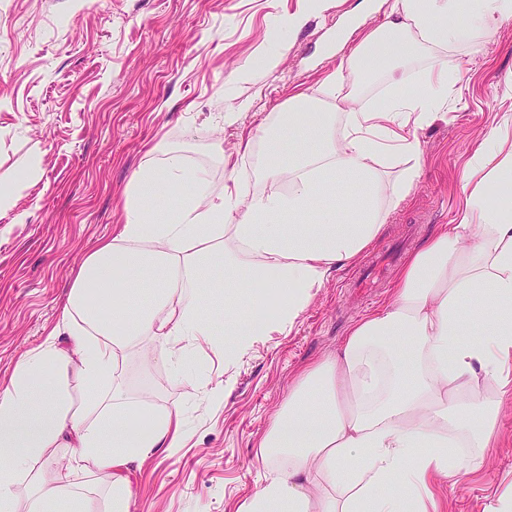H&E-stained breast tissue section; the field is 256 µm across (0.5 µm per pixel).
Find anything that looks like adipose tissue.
<instances>
[{"mask_svg": "<svg viewBox=\"0 0 512 512\" xmlns=\"http://www.w3.org/2000/svg\"><path fill=\"white\" fill-rule=\"evenodd\" d=\"M512 22V0H393L319 87L333 98L268 115L213 187L168 143L162 165L136 171L120 224L72 276L62 319L0 382V512H95L51 485L43 465L112 480V512H137L123 475L187 442L181 405L129 397L132 353L192 379L209 348L233 361L273 331H292L333 271L356 262L422 173L417 132L454 109L463 89L431 65L401 96L336 100L362 72L398 84L421 48L466 42ZM321 150L306 155L304 136ZM271 190L245 193L243 162ZM395 170L384 183L385 170ZM287 181V192L273 185ZM355 184L339 213L313 204ZM463 202L411 252L387 304L356 321L336 353L303 366L256 442L260 482L236 512H443L435 489L484 468L503 403L512 401V114L474 149ZM167 203L160 220L145 206ZM223 311L206 298L222 284Z\"/></svg>", "mask_w": 512, "mask_h": 512, "instance_id": "obj_1", "label": "adipose tissue"}]
</instances>
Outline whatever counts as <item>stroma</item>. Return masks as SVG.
I'll return each instance as SVG.
<instances>
[{"instance_id":"35a3bbf8","label":"stroma","mask_w":512,"mask_h":512,"mask_svg":"<svg viewBox=\"0 0 512 512\" xmlns=\"http://www.w3.org/2000/svg\"><path fill=\"white\" fill-rule=\"evenodd\" d=\"M309 0H0V185L18 183L25 223L0 214V380L16 357L40 344L61 318L59 301L87 248L110 235L125 188L140 165L159 163L160 141L179 149L215 187L225 171L211 152L235 153L241 131L258 134L289 98L318 84L372 31L392 0H334L290 34L280 19ZM282 50L277 69L251 82L234 73L264 53ZM457 75L463 100L419 131L423 172L410 197L371 247L385 252L406 231L423 240L447 224L462 195L461 174L473 149L498 121L512 82V22L473 41L406 66L407 80L430 61ZM248 103L242 129L222 114ZM38 177L21 181L33 158ZM399 271H378L359 287L356 268L334 272L289 334H273L231 362L198 356L197 373L226 385L211 408L199 391L167 369L130 357L124 379L157 407H186L190 440L174 458L131 468L139 512H235L256 489L254 441L278 412L298 370L334 353L357 319L385 302ZM490 466L442 489L453 512H483L512 489V403L498 424ZM55 485L95 499L111 512L108 478L79 479L66 459L46 467Z\"/></svg>"}]
</instances>
